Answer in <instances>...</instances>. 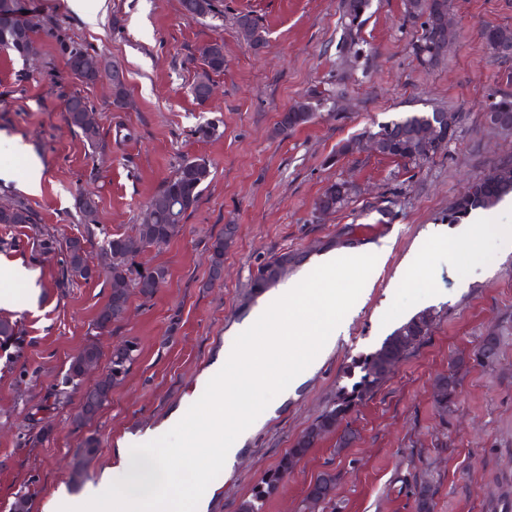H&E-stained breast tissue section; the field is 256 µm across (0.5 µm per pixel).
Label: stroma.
I'll use <instances>...</instances> for the list:
<instances>
[{"label": "stroma", "mask_w": 512, "mask_h": 512, "mask_svg": "<svg viewBox=\"0 0 512 512\" xmlns=\"http://www.w3.org/2000/svg\"><path fill=\"white\" fill-rule=\"evenodd\" d=\"M54 25L58 38L117 63L125 77L127 109L112 105L109 81L77 87L58 50L40 38L36 58L0 53V140L27 144L24 154L0 151V205L24 202L35 224H0V270L21 264L34 283L0 278L12 303L0 318L16 322L19 347L0 350V512L31 491L30 512H46L56 491L71 486L74 448L96 434L102 451L84 481L116 462L128 435L188 410L205 390L202 374L260 300L250 289L257 266L293 252L312 260L332 251L388 245L373 269L370 292L356 305L348 333L301 385L288 393L241 449L232 471L214 480L209 512H239L264 475L301 433L352 383L358 363L401 323L425 309L439 316L428 336L401 359L376 395L355 405L358 436L337 449L322 439L269 496L264 512H302L308 486L325 470L336 474L328 512H415V481L425 475L437 492L434 512H512V251L499 230L512 227V195L466 216L473 239L448 252L427 245L429 231L447 227L454 200L493 168L512 161V130L487 125L489 103L512 97V51L490 53L482 36L491 24L512 31V0H448L452 36L437 68L416 58L417 29L404 0H370L356 36L343 52L340 0H219L218 18L188 20L180 0H26ZM258 18L267 44L243 40L236 19ZM224 45V72L198 104L191 87L202 73L201 45ZM344 84L334 107L308 124L277 133L282 112L316 91ZM80 90L94 103L103 144L93 149L66 124L62 102ZM453 113L456 136L423 167L363 148L342 152L348 140L412 113ZM216 126L198 139L199 125ZM206 157L210 181L183 231L167 245L147 248L141 264L165 266L166 283L149 299L132 295L125 320L97 336L92 324L109 298L100 280L59 283L58 257L39 247L41 236L85 232L77 197L97 203L96 222L109 233L129 232L147 202L184 159ZM42 177L30 191L32 164ZM355 189L352 201L318 214L316 200L331 184ZM349 224H379L361 237ZM235 230L221 277L210 275L211 237ZM500 336L496 359L463 373L458 405L442 417L433 385L454 355L469 354L488 333ZM103 353L136 339L138 356L91 425L76 427V402L57 404L68 361L89 338Z\"/></svg>", "instance_id": "obj_1"}]
</instances>
